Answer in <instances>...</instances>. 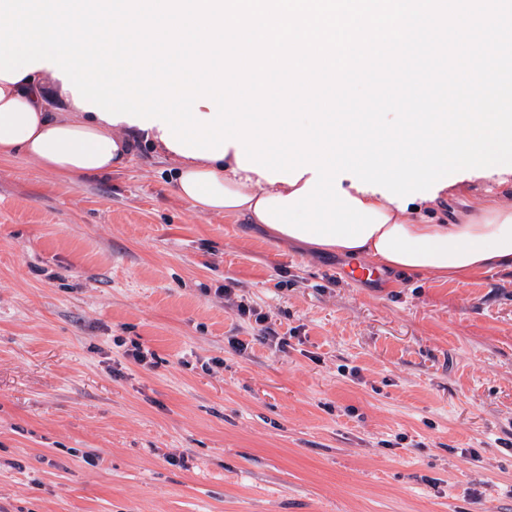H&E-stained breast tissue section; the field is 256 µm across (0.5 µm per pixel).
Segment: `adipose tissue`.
Returning a JSON list of instances; mask_svg holds the SVG:
<instances>
[{"label": "adipose tissue", "instance_id": "adipose-tissue-1", "mask_svg": "<svg viewBox=\"0 0 512 512\" xmlns=\"http://www.w3.org/2000/svg\"><path fill=\"white\" fill-rule=\"evenodd\" d=\"M158 127L140 129L120 120L111 124L75 103L53 69H34L17 82L0 78V158L22 157L69 178L111 175L121 170L137 146L150 147L167 163L176 194L196 212L243 218L265 233L288 241L286 232L261 223L257 202L294 192L292 184L272 182L239 167L236 147L223 158H194L168 148ZM498 172L483 177L481 215L441 219L429 200L399 207L378 192L359 190L350 179L342 187L387 221L358 247L315 244L318 253L365 258L377 267L425 273L462 281L496 270H512V196Z\"/></svg>", "mask_w": 512, "mask_h": 512}]
</instances>
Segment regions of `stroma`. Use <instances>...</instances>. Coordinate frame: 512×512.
Instances as JSON below:
<instances>
[{
    "mask_svg": "<svg viewBox=\"0 0 512 512\" xmlns=\"http://www.w3.org/2000/svg\"><path fill=\"white\" fill-rule=\"evenodd\" d=\"M356 266L0 160V512H512V271Z\"/></svg>",
    "mask_w": 512,
    "mask_h": 512,
    "instance_id": "35a3bbf8",
    "label": "stroma"
}]
</instances>
